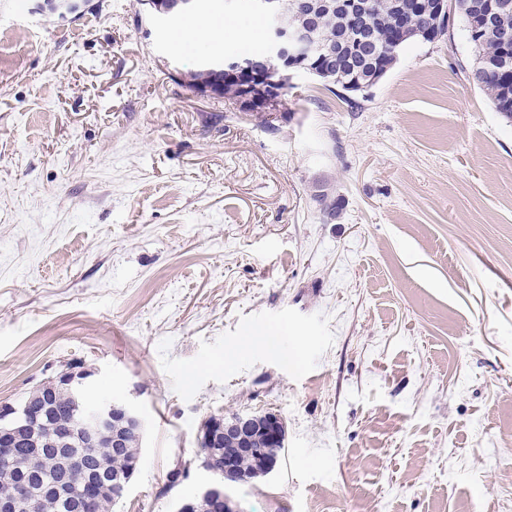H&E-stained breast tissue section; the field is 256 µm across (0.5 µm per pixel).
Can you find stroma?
<instances>
[{"label": "stroma", "mask_w": 512, "mask_h": 512, "mask_svg": "<svg viewBox=\"0 0 512 512\" xmlns=\"http://www.w3.org/2000/svg\"><path fill=\"white\" fill-rule=\"evenodd\" d=\"M39 2L0 0V403L70 365L132 403L114 512H176L238 412L286 427L243 512H512V123L462 22L362 93L295 73L267 120L177 82L264 43L249 0ZM204 19L232 27L206 53L177 37ZM260 329L281 353L225 364ZM258 417L249 414L211 416L201 425L198 442L202 446L210 447L216 436L224 431V435L229 436L234 442L249 444L253 441L254 424Z\"/></svg>", "instance_id": "35a3bbf8"}]
</instances>
